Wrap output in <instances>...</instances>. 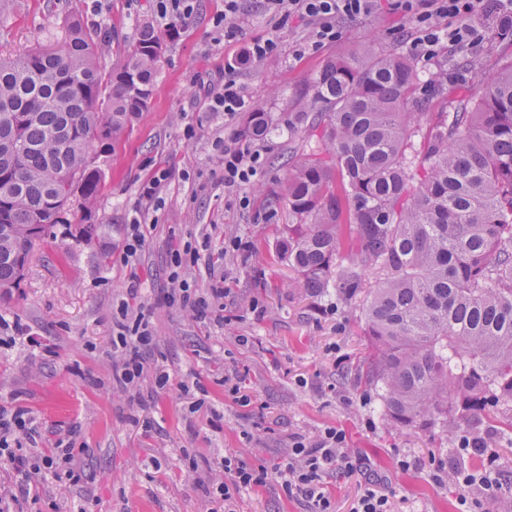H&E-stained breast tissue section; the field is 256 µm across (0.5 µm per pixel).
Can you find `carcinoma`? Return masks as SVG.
<instances>
[{
  "label": "carcinoma",
  "instance_id": "obj_1",
  "mask_svg": "<svg viewBox=\"0 0 512 512\" xmlns=\"http://www.w3.org/2000/svg\"><path fill=\"white\" fill-rule=\"evenodd\" d=\"M79 21L45 45L0 56V292L17 287L36 240L91 213L110 152L147 111L162 37L139 27L109 70ZM448 74L422 82L414 60L358 45L313 80L324 148L288 173L279 253L306 292L353 296L361 271L379 274L364 305L368 380L397 424L435 426L512 410V62L477 101L421 127ZM249 113L244 135L265 137ZM421 152L409 154L411 138ZM339 178L343 195L332 189ZM349 230L347 262L340 261Z\"/></svg>",
  "mask_w": 512,
  "mask_h": 512
}]
</instances>
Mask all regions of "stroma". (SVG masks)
<instances>
[{
    "instance_id": "obj_1",
    "label": "stroma",
    "mask_w": 512,
    "mask_h": 512,
    "mask_svg": "<svg viewBox=\"0 0 512 512\" xmlns=\"http://www.w3.org/2000/svg\"><path fill=\"white\" fill-rule=\"evenodd\" d=\"M223 12L224 0H194L190 21L171 40L157 0H8L0 11V52L6 54L42 44L70 17L102 34L96 52L106 69L131 48L137 24L149 23L166 37L150 107L112 153L92 222L76 218L51 227L36 242L19 287L0 299V315L20 319L34 336L19 340L12 329L0 328V406L28 411L35 433L23 439L24 449L37 452L71 438L80 458L79 480L64 472L39 477V494L24 510L214 512L205 487L219 476L224 454L271 470L287 457L292 435L311 438L333 426L359 466L352 476L330 477L335 512H350L361 486L377 478L391 493L393 512H458L456 487L434 479L433 463L473 467L458 441L487 432L500 452L503 479L512 482V429L453 411L432 428L393 423L376 389L365 383L371 351L365 296L289 287L295 273L277 245L292 216L287 205L271 202L292 162L323 148L320 132L288 128L303 109L310 123L318 122L316 73L364 42L382 53L409 52L410 24L381 7L343 21L339 40L301 55L297 49L309 31L295 18L279 32L276 57L239 66L240 82L273 131L249 142L263 158L258 180L228 193L215 141L241 137L247 115L229 119L208 109L237 53L216 26ZM475 23L480 40L458 56L443 48L418 61L425 81L448 71V86L430 111L451 112L461 99L478 100L512 61V41L499 38L491 20ZM162 169L171 177L160 202L147 205L142 187ZM135 219L145 246L134 298L149 312L156 336L148 358L170 376L163 391L150 378L125 390L112 375V319L132 298L122 247ZM230 238L247 242L248 251L225 252ZM173 240L200 253L196 264L181 269L183 278L201 289L219 282L228 290L226 298L211 300L206 318L163 302L171 288ZM228 374L236 376L239 396L225 391ZM243 394L248 403L240 402ZM199 399L205 408L193 410ZM402 452L420 459V466L400 470ZM234 508L307 510L273 479L242 489Z\"/></svg>"
}]
</instances>
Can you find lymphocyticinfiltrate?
<instances>
[{
  "label": "lymphocytic infiltrate",
  "mask_w": 512,
  "mask_h": 512,
  "mask_svg": "<svg viewBox=\"0 0 512 512\" xmlns=\"http://www.w3.org/2000/svg\"><path fill=\"white\" fill-rule=\"evenodd\" d=\"M379 0H266V9L273 21L274 36L246 39L245 21L240 18L239 0H224V41L239 47L236 64L224 68V89L212 96L209 108L227 117L252 109L253 104L244 86L239 82L237 63H260L278 52L276 34L284 22L300 17L309 25L310 34L305 49L315 50L337 41L341 36L340 24L370 14ZM391 10L402 14L410 23L414 37L411 49L416 56H434L440 46L455 51L471 45L477 38L472 23L476 14L494 16L499 28H512V0H387ZM220 160L224 167V185L238 189L256 181L263 160L259 152L241 145L237 139L220 142ZM197 255L190 248H173L171 263L175 269L172 288L166 297L171 306L191 308L197 317H206L208 297H224L222 287L210 288L208 296H201L187 279L181 278L180 268L195 262ZM112 330L121 346L115 365L118 380L124 388H132L145 379L151 368L142 354L143 348L153 341V332L143 310H122L120 319L113 321ZM30 418L23 411L0 406V458L12 470L11 487L0 489V505L28 497L37 475L66 468L75 473L76 460L72 443L56 442L54 448L34 455L17 452L21 434L27 433ZM459 450L482 460L478 469L457 470L453 473L458 489L460 512H481L484 500L501 494L504 483L497 465L498 449L490 445L488 434L462 437ZM226 476L216 485L213 495L225 508H232L240 489L266 483V469L248 465L243 460L225 458L221 463ZM356 464L345 446V437L336 429L327 428L314 440L296 435L288 448V460L276 474L288 496L307 501L309 512H332V501L326 492V481L334 474L352 475Z\"/></svg>",
  "instance_id": "obj_1"
}]
</instances>
